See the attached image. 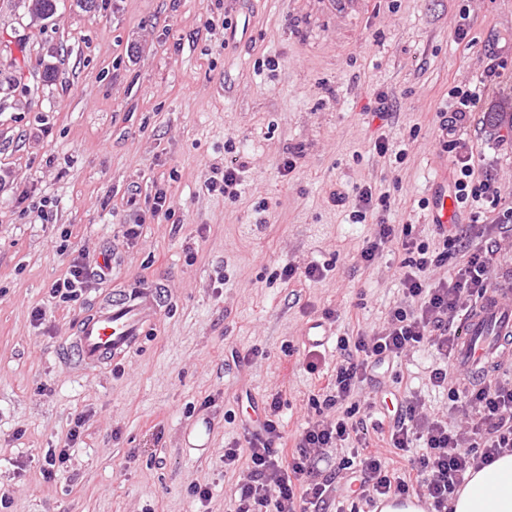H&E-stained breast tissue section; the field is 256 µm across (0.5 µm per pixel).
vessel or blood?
Instances as JSON below:
<instances>
[{"label": "vessel or blood", "instance_id": "1", "mask_svg": "<svg viewBox=\"0 0 512 512\" xmlns=\"http://www.w3.org/2000/svg\"><path fill=\"white\" fill-rule=\"evenodd\" d=\"M430 223L449 224L454 208L448 196V175L440 173L434 181ZM168 306L158 285L131 282L112 299L102 301L82 316L76 326L71 345L76 363L82 369H93L107 363H119L140 348L152 325ZM333 331L321 321L309 322L304 331L305 343L321 347L328 343ZM512 358V291L489 294L473 305L460 326V339L455 349L452 370L461 385L492 379L499 365ZM373 512L395 508H413L427 512L422 498L415 494L374 501Z\"/></svg>", "mask_w": 512, "mask_h": 512}]
</instances>
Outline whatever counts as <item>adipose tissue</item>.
Wrapping results in <instances>:
<instances>
[{
	"label": "adipose tissue",
	"instance_id": "adipose-tissue-1",
	"mask_svg": "<svg viewBox=\"0 0 512 512\" xmlns=\"http://www.w3.org/2000/svg\"><path fill=\"white\" fill-rule=\"evenodd\" d=\"M448 512H512V453L470 471L465 484L449 499Z\"/></svg>",
	"mask_w": 512,
	"mask_h": 512
}]
</instances>
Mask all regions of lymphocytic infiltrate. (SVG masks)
Wrapping results in <instances>:
<instances>
[{
    "mask_svg": "<svg viewBox=\"0 0 512 512\" xmlns=\"http://www.w3.org/2000/svg\"><path fill=\"white\" fill-rule=\"evenodd\" d=\"M499 76L498 64L488 67L485 80L453 87L448 110L442 113L438 132L447 149L455 153L454 198L458 205L486 201L497 208L500 200L492 174L474 176L473 153L463 147L457 126L481 102L489 83ZM350 214L353 222H372L375 229L359 251L362 262L373 263L384 251H401L404 303L392 307L381 329L337 340L341 360L324 387L322 404L336 408L335 419L308 422L285 451L279 422L281 400L272 396L262 418L252 421L244 444L224 448V466L246 462L247 473L233 494L232 512H326L335 492L334 475L319 467L329 449L349 448L338 468L350 473L345 498L367 502L381 496L414 493L430 503L431 512H447L448 498L466 474L512 452V379L493 378L482 386L458 387L451 375L457 331L453 324L490 290L489 271L498 250L477 245L486 230L482 224H439L435 230L441 250H430L412 235L408 224H391L378 210L371 188L358 191ZM453 269L447 279L431 281V273L445 264ZM427 345L439 359L429 372L432 386L446 390L451 410L460 420L425 412L418 396L401 398L388 424L368 426L359 417L354 399L376 380L383 366L413 355ZM386 432L387 451L368 446V432ZM404 467L393 465L394 458Z\"/></svg>",
    "mask_w": 512,
    "mask_h": 512,
    "instance_id": "obj_1",
    "label": "lymphocytic infiltrate"
}]
</instances>
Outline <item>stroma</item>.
I'll use <instances>...</instances> for the list:
<instances>
[{
  "mask_svg": "<svg viewBox=\"0 0 512 512\" xmlns=\"http://www.w3.org/2000/svg\"><path fill=\"white\" fill-rule=\"evenodd\" d=\"M467 36L457 40L458 27ZM276 59L277 69L267 59ZM500 78L459 127L477 170L512 208V0H60L34 17L0 0V492L9 512H229L243 469L224 448L243 442L250 401L281 398L294 439L334 374L303 365L306 322L340 336L382 325L403 298L399 253L372 264L359 250L374 227L354 224L333 190L371 187L387 217L418 241L432 183L454 166L436 136L448 91ZM387 93L388 121L375 117ZM386 138L402 163L372 148ZM244 162L239 197L208 192L226 141ZM296 169L281 176L287 148ZM137 190L138 209L126 204ZM172 200L153 215L157 190ZM141 223L134 243L125 225ZM113 251L115 277L77 300L51 287L78 252ZM326 266L285 282L284 264ZM165 279L173 294L143 347L120 365L76 369L65 354L78 319L130 280ZM45 314L35 322L34 310ZM251 354L231 365L232 353ZM427 348L379 379L439 413ZM86 415L67 468L43 477L47 449ZM203 429L206 449L184 433Z\"/></svg>",
  "mask_w": 512,
  "mask_h": 512,
  "instance_id": "35a3bbf8",
  "label": "stroma"
}]
</instances>
